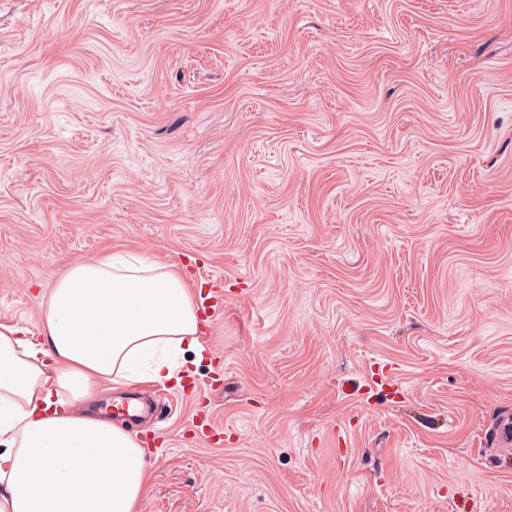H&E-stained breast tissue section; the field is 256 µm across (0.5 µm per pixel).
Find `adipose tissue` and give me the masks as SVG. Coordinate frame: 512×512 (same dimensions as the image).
<instances>
[{
	"label": "adipose tissue",
	"instance_id": "1",
	"mask_svg": "<svg viewBox=\"0 0 512 512\" xmlns=\"http://www.w3.org/2000/svg\"><path fill=\"white\" fill-rule=\"evenodd\" d=\"M195 294L132 254L72 264L38 335L0 324V512H136L150 478L136 434L92 413L98 392L178 382L203 359Z\"/></svg>",
	"mask_w": 512,
	"mask_h": 512
}]
</instances>
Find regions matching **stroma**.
I'll list each match as a JSON object with an SVG mask.
<instances>
[{"label":"stroma","instance_id":"stroma-1","mask_svg":"<svg viewBox=\"0 0 512 512\" xmlns=\"http://www.w3.org/2000/svg\"><path fill=\"white\" fill-rule=\"evenodd\" d=\"M116 251L224 299L138 512H512V0H0V322Z\"/></svg>","mask_w":512,"mask_h":512}]
</instances>
